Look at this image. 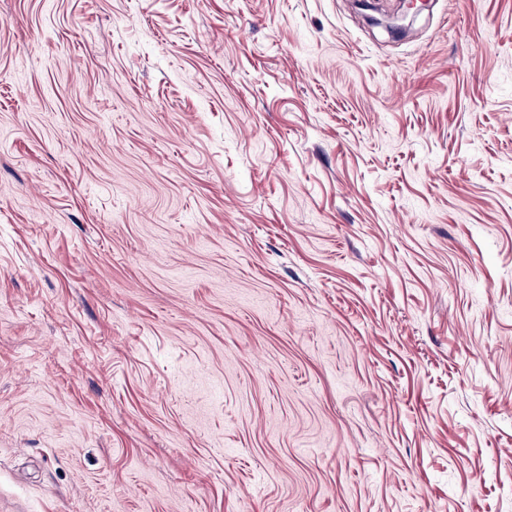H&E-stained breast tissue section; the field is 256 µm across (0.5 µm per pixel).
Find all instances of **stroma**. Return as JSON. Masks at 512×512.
<instances>
[{"instance_id": "35a3bbf8", "label": "stroma", "mask_w": 512, "mask_h": 512, "mask_svg": "<svg viewBox=\"0 0 512 512\" xmlns=\"http://www.w3.org/2000/svg\"><path fill=\"white\" fill-rule=\"evenodd\" d=\"M0 0V512H512V0Z\"/></svg>"}]
</instances>
